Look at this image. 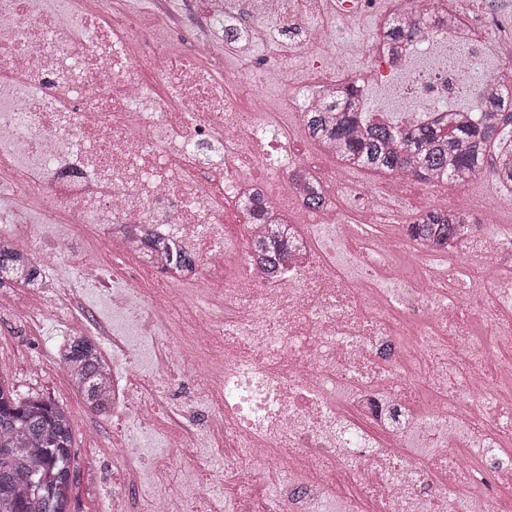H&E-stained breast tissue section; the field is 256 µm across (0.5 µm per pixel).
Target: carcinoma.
<instances>
[{
	"instance_id": "carcinoma-1",
	"label": "carcinoma",
	"mask_w": 512,
	"mask_h": 512,
	"mask_svg": "<svg viewBox=\"0 0 512 512\" xmlns=\"http://www.w3.org/2000/svg\"><path fill=\"white\" fill-rule=\"evenodd\" d=\"M440 27L432 14L411 25L392 16L386 32L391 53L419 34ZM361 85L351 80L322 97L304 113L310 137L332 149L343 166L406 176L431 185L464 186L491 167L496 183L512 189V79L494 83V93L477 112L448 109L429 120L407 121L363 111ZM305 206H330L326 188L311 179ZM238 210L249 224H265L264 238L254 244L263 270L280 275L292 240L274 205L260 195L239 199ZM472 218L464 208L430 207L411 214L412 239L431 248L460 244L470 234ZM40 273L28 254L0 237V286L38 287ZM61 363L89 411L107 410L111 367L98 357L96 342L77 337L66 344ZM72 416L68 409L39 392L23 393L0 376V512H72Z\"/></svg>"
}]
</instances>
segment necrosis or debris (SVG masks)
I'll return each instance as SVG.
<instances>
[{
  "label": "necrosis or debris",
  "instance_id": "1",
  "mask_svg": "<svg viewBox=\"0 0 512 512\" xmlns=\"http://www.w3.org/2000/svg\"><path fill=\"white\" fill-rule=\"evenodd\" d=\"M367 0H209L207 25L177 44L151 9L113 0H0V223L36 254L52 296L0 295L30 328L66 319L112 364V512H246L240 484L273 492L265 512H512V225L477 217L460 248L413 241L391 178L365 208L346 169L297 161L259 68L288 80V56L242 49L217 67L224 27L295 29L315 75L310 109L344 82L335 20ZM387 14L447 26L390 58L372 42L365 86L404 75L417 112L482 98L486 66L512 74L501 18L462 0H387ZM335 187L309 210L294 166ZM276 191L294 242L286 274L251 260L258 224L229 225L230 201ZM196 258L186 272L148 240ZM106 292L111 325L91 313ZM223 470L205 468L213 454ZM182 467H173V459ZM224 495H216V487Z\"/></svg>",
  "mask_w": 512,
  "mask_h": 512
}]
</instances>
